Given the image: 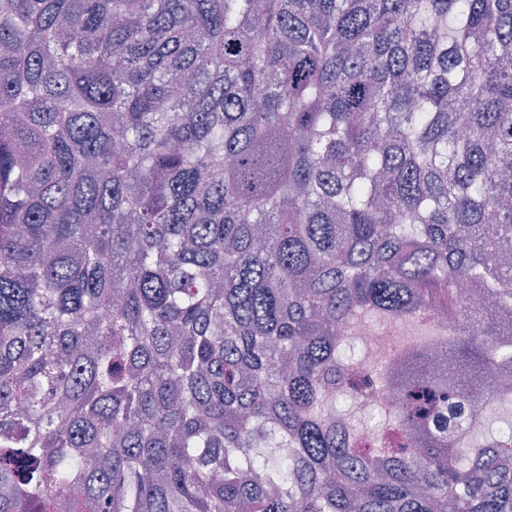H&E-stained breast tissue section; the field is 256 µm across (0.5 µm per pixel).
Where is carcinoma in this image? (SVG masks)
<instances>
[{"instance_id":"1","label":"carcinoma","mask_w":512,"mask_h":512,"mask_svg":"<svg viewBox=\"0 0 512 512\" xmlns=\"http://www.w3.org/2000/svg\"><path fill=\"white\" fill-rule=\"evenodd\" d=\"M504 406L512 0H0V512H512Z\"/></svg>"}]
</instances>
